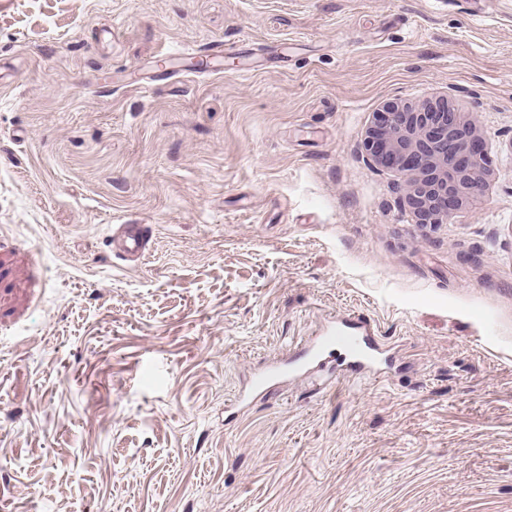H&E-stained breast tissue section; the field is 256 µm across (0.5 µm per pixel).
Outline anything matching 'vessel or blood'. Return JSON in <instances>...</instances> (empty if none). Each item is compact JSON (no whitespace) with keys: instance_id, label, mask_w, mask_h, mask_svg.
I'll return each instance as SVG.
<instances>
[{"instance_id":"1","label":"vessel or blood","mask_w":512,"mask_h":512,"mask_svg":"<svg viewBox=\"0 0 512 512\" xmlns=\"http://www.w3.org/2000/svg\"><path fill=\"white\" fill-rule=\"evenodd\" d=\"M122 260L144 262L148 256L149 231L143 224H123L114 239ZM391 363L390 350L369 321L362 316H340L310 337L293 356L274 360L256 371L246 391L234 405L249 406L256 398L273 393L295 375H314L328 365H339L337 382L355 378L384 381Z\"/></svg>"}]
</instances>
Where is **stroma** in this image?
Listing matches in <instances>:
<instances>
[{
	"label": "stroma",
	"mask_w": 512,
	"mask_h": 512,
	"mask_svg": "<svg viewBox=\"0 0 512 512\" xmlns=\"http://www.w3.org/2000/svg\"><path fill=\"white\" fill-rule=\"evenodd\" d=\"M438 97L491 166L430 228L364 140ZM349 312L389 381L228 416ZM0 512H512V0H0ZM149 240V231L146 225L121 224L112 243H115L117 254L122 260L141 263L147 259Z\"/></svg>",
	"instance_id": "35a3bbf8"
}]
</instances>
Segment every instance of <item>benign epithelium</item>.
Wrapping results in <instances>:
<instances>
[{"label":"benign epithelium","instance_id":"obj_1","mask_svg":"<svg viewBox=\"0 0 512 512\" xmlns=\"http://www.w3.org/2000/svg\"><path fill=\"white\" fill-rule=\"evenodd\" d=\"M364 148L376 166L405 179V200L419 224L448 223L474 201L488 173L475 119L443 98L419 108L386 103Z\"/></svg>","mask_w":512,"mask_h":512}]
</instances>
